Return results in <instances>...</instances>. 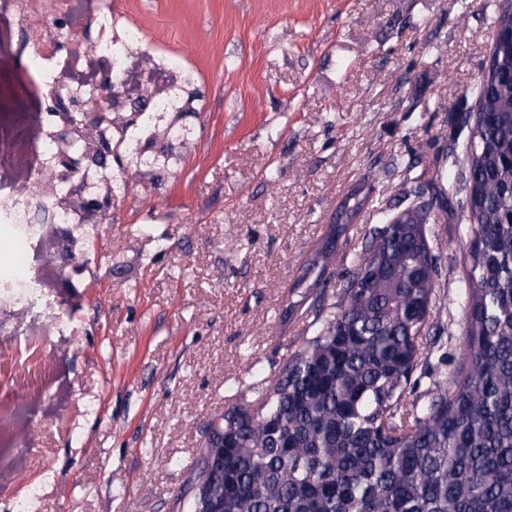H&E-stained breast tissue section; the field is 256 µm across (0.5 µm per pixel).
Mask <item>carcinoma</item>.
<instances>
[{"instance_id":"1","label":"carcinoma","mask_w":512,"mask_h":512,"mask_svg":"<svg viewBox=\"0 0 512 512\" xmlns=\"http://www.w3.org/2000/svg\"><path fill=\"white\" fill-rule=\"evenodd\" d=\"M493 27L491 66L482 68L467 169L452 187L473 226L464 256L466 333L461 362L430 404L408 389L424 349L439 287V258L424 231L445 192L417 184L402 223L374 204V186L341 205L352 217L375 206L370 231L338 300L314 307L318 336L288 358L259 409L224 410L222 447L199 462L222 474L211 487L224 512H512V0ZM116 132L111 158L130 153ZM345 225L306 263L298 284L318 285L337 258Z\"/></svg>"}]
</instances>
